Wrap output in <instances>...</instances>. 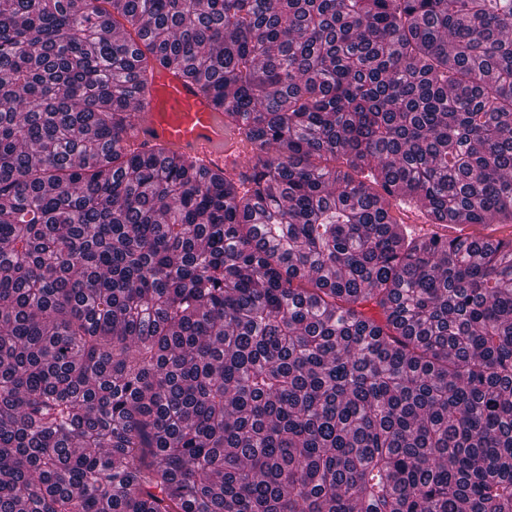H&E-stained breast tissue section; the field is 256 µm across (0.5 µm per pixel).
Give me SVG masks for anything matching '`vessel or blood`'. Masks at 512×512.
<instances>
[{"label":"vessel or blood","instance_id":"1","mask_svg":"<svg viewBox=\"0 0 512 512\" xmlns=\"http://www.w3.org/2000/svg\"><path fill=\"white\" fill-rule=\"evenodd\" d=\"M130 137L140 146L160 144L174 153L195 155L212 170L234 166L246 154L245 144L227 130L223 113L198 85L166 69L156 73Z\"/></svg>","mask_w":512,"mask_h":512}]
</instances>
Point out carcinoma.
I'll list each match as a JSON object with an SVG mask.
<instances>
[{"mask_svg": "<svg viewBox=\"0 0 512 512\" xmlns=\"http://www.w3.org/2000/svg\"><path fill=\"white\" fill-rule=\"evenodd\" d=\"M400 201L512 224V0H0V512H512V238ZM130 137L139 146L160 144L173 153L195 155L211 170L232 168L247 152V146L224 126L223 113L216 112L198 85L166 69L155 74ZM451 226V225H449ZM452 232L449 236L459 235L458 232L460 227L463 228L462 234H470L477 238H508L512 237V227L510 224H486L484 226H468V225H457L451 226Z\"/></svg>", "mask_w": 512, "mask_h": 512, "instance_id": "1", "label": "carcinoma"}]
</instances>
